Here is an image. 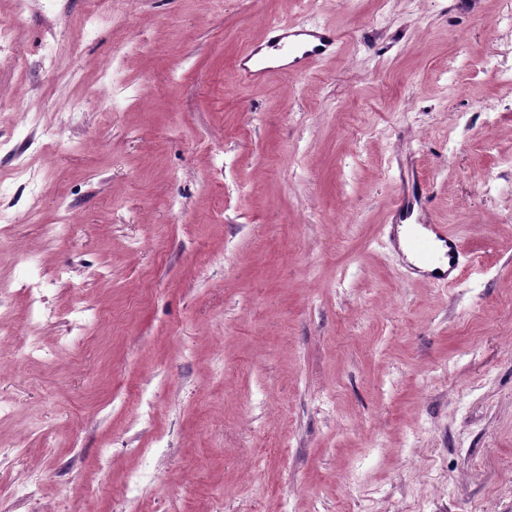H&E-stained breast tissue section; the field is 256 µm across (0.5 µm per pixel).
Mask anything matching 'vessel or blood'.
Wrapping results in <instances>:
<instances>
[{"instance_id": "b4317fda", "label": "vessel or blood", "mask_w": 512, "mask_h": 512, "mask_svg": "<svg viewBox=\"0 0 512 512\" xmlns=\"http://www.w3.org/2000/svg\"><path fill=\"white\" fill-rule=\"evenodd\" d=\"M337 34L333 27L317 23L296 28L286 23H271L266 27V40L260 45H248L235 59V68L253 86H262L272 75H301L313 63L333 53ZM433 199L421 184L401 195L391 211V221L404 223L417 217L424 233L411 237L410 250L417 256L423 273L436 284L449 287L460 277L459 257L462 249L447 225L434 223Z\"/></svg>"}]
</instances>
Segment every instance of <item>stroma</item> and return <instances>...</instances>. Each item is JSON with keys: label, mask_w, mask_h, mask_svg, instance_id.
I'll list each match as a JSON object with an SVG mask.
<instances>
[{"label": "stroma", "mask_w": 512, "mask_h": 512, "mask_svg": "<svg viewBox=\"0 0 512 512\" xmlns=\"http://www.w3.org/2000/svg\"><path fill=\"white\" fill-rule=\"evenodd\" d=\"M115 8L132 25L76 51L83 0H0L29 62L0 53V175L26 162L42 223L76 225L45 243L28 185L0 192L31 328L0 343V442L28 446L0 473L41 477L0 512H512V86L479 66L512 0ZM273 20L330 25L334 54L247 84L232 61ZM27 111L53 146L18 137ZM415 171L462 244L451 288L387 237ZM21 252L66 270L51 303L82 297L84 328L28 325ZM31 334L52 365L13 362ZM27 174L30 184V206L28 210V222L37 227L40 235L47 243H54L69 237L74 229L70 217L66 212H62L56 224H40V218L43 206V195L41 194L38 185L39 182L35 180L26 170L23 162L19 163L14 171L15 177L18 175Z\"/></svg>", "instance_id": "1"}]
</instances>
